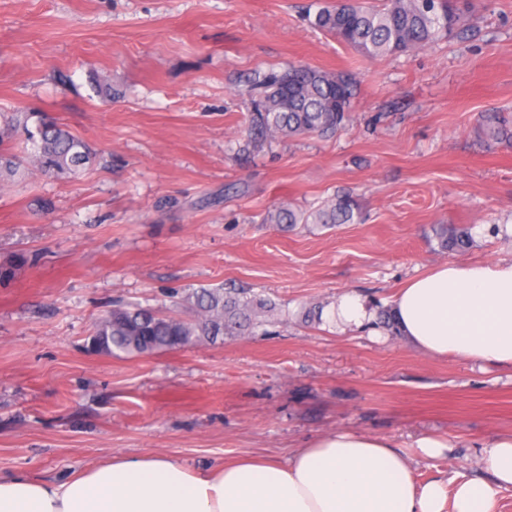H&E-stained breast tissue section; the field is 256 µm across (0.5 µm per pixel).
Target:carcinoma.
I'll use <instances>...</instances> for the list:
<instances>
[{"instance_id": "obj_1", "label": "carcinoma", "mask_w": 512, "mask_h": 512, "mask_svg": "<svg viewBox=\"0 0 512 512\" xmlns=\"http://www.w3.org/2000/svg\"><path fill=\"white\" fill-rule=\"evenodd\" d=\"M465 9L454 0H336L321 6L310 25L369 58L401 55L428 47L453 34ZM356 79L351 73L302 66L268 71L248 90L255 97L248 135L254 140L329 137L351 120ZM34 128H29V121ZM487 136L512 142V123L492 113L481 117ZM26 135L23 155L12 143ZM94 159L88 144L37 112H14L0 126V185L22 179L36 168L62 178L76 177ZM360 213L358 199L344 193L321 207L300 212L288 205L268 211V224H352ZM471 243L466 228L441 233L440 246L462 250ZM193 316L185 319L139 303H112L95 323L86 348L113 357H140L174 351L201 342L214 343L252 333L278 322L283 309L261 294L244 289L185 288L176 292Z\"/></svg>"}]
</instances>
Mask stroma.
I'll use <instances>...</instances> for the list:
<instances>
[{"mask_svg":"<svg viewBox=\"0 0 512 512\" xmlns=\"http://www.w3.org/2000/svg\"><path fill=\"white\" fill-rule=\"evenodd\" d=\"M315 0H0V113L42 112L92 148L80 177L0 186V469L62 480L123 455L193 467L287 460L341 430L390 438L419 481L483 478L512 433V369L440 359L402 336L336 333L303 309L355 290L390 306L448 260L512 258V0H474L457 35L371 59L314 29ZM305 64L355 74L332 137L251 144L246 88ZM100 76L111 100L90 87ZM341 192L357 224L266 223ZM473 245L443 250L440 227ZM247 288L288 319L151 356L89 354L113 301L168 307L183 288ZM440 438L429 457L418 438ZM483 130L487 136L499 142H512V125L506 118L492 113L481 117Z\"/></svg>","mask_w":512,"mask_h":512,"instance_id":"35a3bbf8","label":"stroma"}]
</instances>
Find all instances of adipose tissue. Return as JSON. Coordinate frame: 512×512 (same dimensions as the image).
Instances as JSON below:
<instances>
[{
  "mask_svg": "<svg viewBox=\"0 0 512 512\" xmlns=\"http://www.w3.org/2000/svg\"><path fill=\"white\" fill-rule=\"evenodd\" d=\"M401 335L431 355L512 367V259L451 260L410 279L391 306ZM326 319L359 330L365 298L341 294ZM489 481L417 483L384 436L339 431L288 462L243 457L198 469L166 456H121L58 482L0 471V512H494L512 491V434L485 441Z\"/></svg>",
  "mask_w": 512,
  "mask_h": 512,
  "instance_id": "obj_1",
  "label": "adipose tissue"
}]
</instances>
